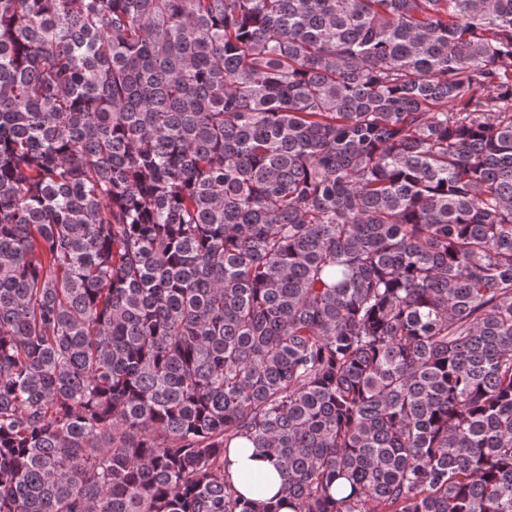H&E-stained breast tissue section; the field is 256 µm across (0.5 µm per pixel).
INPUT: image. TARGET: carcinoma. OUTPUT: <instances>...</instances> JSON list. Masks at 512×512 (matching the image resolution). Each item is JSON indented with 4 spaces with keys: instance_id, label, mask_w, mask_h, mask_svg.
<instances>
[{
    "instance_id": "1",
    "label": "carcinoma",
    "mask_w": 512,
    "mask_h": 512,
    "mask_svg": "<svg viewBox=\"0 0 512 512\" xmlns=\"http://www.w3.org/2000/svg\"><path fill=\"white\" fill-rule=\"evenodd\" d=\"M512 512V0H0V512ZM228 470L234 478L246 473H262L266 478V498L274 497L280 489L281 478L274 465L251 446L229 455Z\"/></svg>"
}]
</instances>
